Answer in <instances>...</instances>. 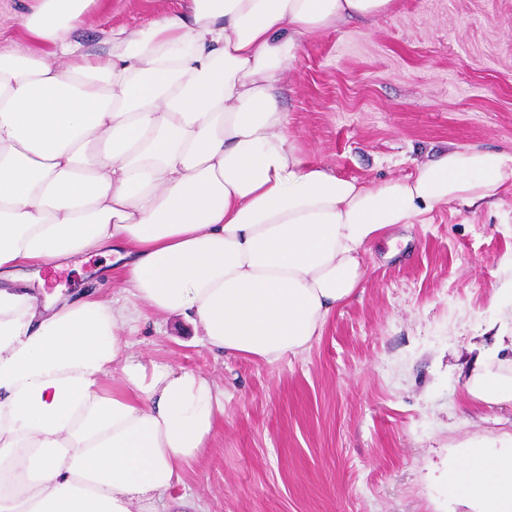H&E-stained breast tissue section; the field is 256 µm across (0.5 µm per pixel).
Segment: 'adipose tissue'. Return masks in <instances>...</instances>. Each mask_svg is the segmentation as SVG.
Masks as SVG:
<instances>
[{
  "label": "adipose tissue",
  "instance_id": "1",
  "mask_svg": "<svg viewBox=\"0 0 512 512\" xmlns=\"http://www.w3.org/2000/svg\"><path fill=\"white\" fill-rule=\"evenodd\" d=\"M96 0H30L0 48V512H204L170 492L209 448L224 393L130 351L143 310L273 362L309 349L359 288L381 231L495 204L512 151L454 145L367 186L307 159L279 97L305 39L393 0H178L99 55L70 39ZM116 256L81 299L33 270ZM479 352L468 400L512 405V330ZM452 501L512 512V448L473 442Z\"/></svg>",
  "mask_w": 512,
  "mask_h": 512
}]
</instances>
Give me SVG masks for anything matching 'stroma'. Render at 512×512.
<instances>
[{
  "label": "stroma",
  "instance_id": "35a3bbf8",
  "mask_svg": "<svg viewBox=\"0 0 512 512\" xmlns=\"http://www.w3.org/2000/svg\"><path fill=\"white\" fill-rule=\"evenodd\" d=\"M176 0H98L73 41L98 54L119 26ZM306 155L366 185L453 144L512 150V0H396L306 39L280 88ZM90 252L34 291L78 296L107 269ZM366 276L302 354L268 363L210 349L182 316L141 319L131 350L211 378L224 421L173 497L205 512H448L439 476L468 442L512 434V406L474 412L461 383L512 277V193L385 231Z\"/></svg>",
  "mask_w": 512,
  "mask_h": 512
}]
</instances>
